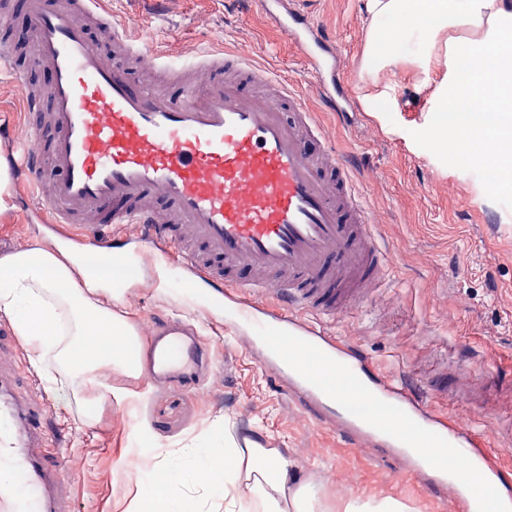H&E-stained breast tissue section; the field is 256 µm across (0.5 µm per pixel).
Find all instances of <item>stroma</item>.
Here are the masks:
<instances>
[{
    "mask_svg": "<svg viewBox=\"0 0 512 512\" xmlns=\"http://www.w3.org/2000/svg\"><path fill=\"white\" fill-rule=\"evenodd\" d=\"M0 39L13 44L0 70V124L36 125L43 143L52 129L43 114L22 111L16 79L44 85L49 74L31 64V42L17 43L27 22L25 0H10ZM309 21L335 36L352 63L354 112L320 108L307 63L251 0H100L114 27L159 53L186 59L200 51L249 56L274 79L298 92L317 112L328 144L348 156L355 190L374 217L372 231L391 256L370 297L315 325L357 346L369 368L419 397L446 424L467 422L480 447L512 465V190L491 191L476 178L480 164L434 133L442 120L429 92L401 68L391 74V96L369 108L375 88L363 68L370 26L365 0H296ZM15 209L0 222V253L33 241H60L76 251L86 244L67 225L53 224L44 202L14 186ZM113 246L134 270L123 299L151 342L159 325H190L204 356L198 369L132 381L142 397L133 417L167 457L211 425L230 420L236 438L260 440L290 463V482L309 485L320 512H338L350 499L394 498L409 512H452L444 494L427 488L397 449L380 442L355 446L343 418L308 401L295 380L260 340L244 343L231 309L215 310L183 286L175 244H137L127 225L111 233ZM22 373L32 399L44 408L46 444L53 457L68 448L74 480L73 512H125L137 490L136 471L123 458L130 416L113 408L100 424L79 420L76 401L48 387L54 355L34 366L24 341L0 351V365Z\"/></svg>",
    "mask_w": 512,
    "mask_h": 512,
    "instance_id": "stroma-1",
    "label": "stroma"
}]
</instances>
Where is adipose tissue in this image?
I'll return each mask as SVG.
<instances>
[{"label": "adipose tissue", "instance_id": "1", "mask_svg": "<svg viewBox=\"0 0 512 512\" xmlns=\"http://www.w3.org/2000/svg\"><path fill=\"white\" fill-rule=\"evenodd\" d=\"M372 20H410L424 30L423 71L448 66L464 80L439 84L440 109L476 100L493 117H475L466 126L442 130L443 138L469 160L499 171L503 189L512 188V50L501 37L512 31V0H366ZM476 31L470 50L456 57L450 34L459 24ZM126 276H113L112 261L35 242L0 255V317L32 351L34 362L55 352L62 367L46 380L62 397H78L84 424H99L104 408L116 404L134 413L139 392L121 379H141L143 342L123 304ZM136 453L130 464L139 475L132 512H196L182 494L186 468H193L219 512H244L259 498L262 512H312L308 486L288 481V464L276 449L253 443L238 446L216 430L165 459L154 441L133 430Z\"/></svg>", "mask_w": 512, "mask_h": 512}]
</instances>
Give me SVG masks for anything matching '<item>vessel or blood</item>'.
I'll return each mask as SVG.
<instances>
[{
  "label": "vessel or blood",
  "instance_id": "1",
  "mask_svg": "<svg viewBox=\"0 0 512 512\" xmlns=\"http://www.w3.org/2000/svg\"><path fill=\"white\" fill-rule=\"evenodd\" d=\"M97 0H27L29 34L45 88H22L29 112L49 99L54 131L19 139L10 179L43 198L57 224H71L110 256L106 227L133 224L139 242L183 243L184 281L211 299L238 293L239 315L255 316L253 294L271 293L282 312L262 321L264 343L306 393L344 409L364 435L408 449L456 512H512V470L473 447L464 423L447 426L391 380L370 375L354 348L339 346L307 320L360 304L383 276L389 253L371 231L342 154L327 149L316 115L286 85L270 82L243 55L205 52L182 62L157 54L160 84L135 85L127 58L142 56L114 34L112 60L91 48L90 21L110 22ZM152 369L188 365L196 342L171 329L156 341ZM0 376V512H69V457L40 455L38 408L8 395ZM462 448L464 476L435 469L421 451Z\"/></svg>",
  "mask_w": 512,
  "mask_h": 512
}]
</instances>
